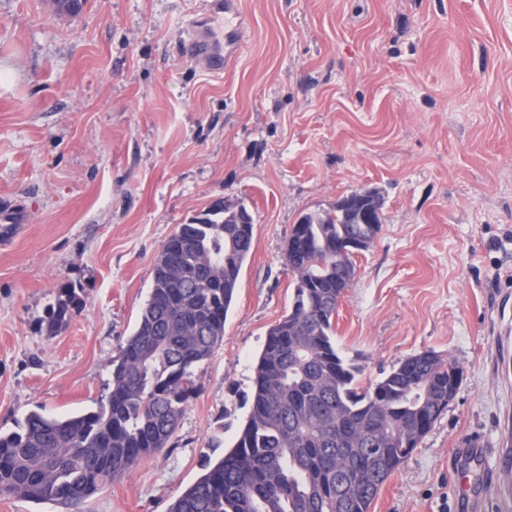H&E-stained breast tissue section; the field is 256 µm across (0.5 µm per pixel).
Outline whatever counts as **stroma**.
I'll use <instances>...</instances> for the list:
<instances>
[{
	"mask_svg": "<svg viewBox=\"0 0 512 512\" xmlns=\"http://www.w3.org/2000/svg\"><path fill=\"white\" fill-rule=\"evenodd\" d=\"M205 5L0 0V431L106 402L168 239L216 201L244 203L252 252L175 435L82 506L168 512L246 417L291 306L294 225L371 189L381 230L355 259L336 347L368 379L425 350L464 375L369 512H456L459 448L495 447L502 421L512 0H240L244 46L220 79L182 54ZM67 284L83 307L48 333Z\"/></svg>",
	"mask_w": 512,
	"mask_h": 512,
	"instance_id": "obj_1",
	"label": "stroma"
}]
</instances>
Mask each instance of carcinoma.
<instances>
[{"mask_svg":"<svg viewBox=\"0 0 512 512\" xmlns=\"http://www.w3.org/2000/svg\"><path fill=\"white\" fill-rule=\"evenodd\" d=\"M353 202L346 204L347 197ZM306 214L292 306L273 325L254 366L249 413L232 448L169 512H369L382 484L448 408L458 365L432 350L361 383L362 368L336 349V296L356 266L336 262L345 240L366 231L358 213L374 190ZM253 218L219 201L180 225L153 268V286L133 333L112 361L107 404L64 419L30 413L0 432V497L71 512L143 457L168 446L193 392V369L224 338ZM82 306L65 286L46 311L48 331Z\"/></svg>","mask_w":512,"mask_h":512,"instance_id":"cac0c4a2","label":"carcinoma"}]
</instances>
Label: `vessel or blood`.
Wrapping results in <instances>:
<instances>
[{"instance_id":"obj_1","label":"vessel or blood","mask_w":512,"mask_h":512,"mask_svg":"<svg viewBox=\"0 0 512 512\" xmlns=\"http://www.w3.org/2000/svg\"><path fill=\"white\" fill-rule=\"evenodd\" d=\"M240 0H208L207 12L189 23L186 57L213 75L223 74L240 53L243 35L239 24ZM499 377L512 381V311H497ZM487 454L482 443L467 440L458 452L455 466L459 512H512V431L501 438L496 456L498 467L485 471L479 466Z\"/></svg>"}]
</instances>
